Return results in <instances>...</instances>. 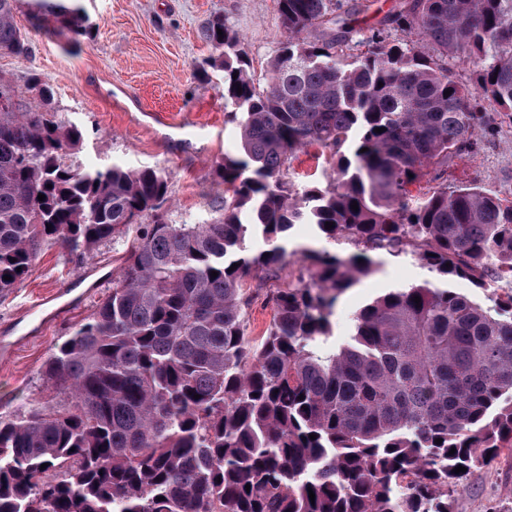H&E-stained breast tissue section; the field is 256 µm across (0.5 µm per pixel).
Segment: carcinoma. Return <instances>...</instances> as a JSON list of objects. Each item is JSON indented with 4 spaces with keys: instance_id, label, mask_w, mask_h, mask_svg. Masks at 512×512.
Listing matches in <instances>:
<instances>
[{
    "instance_id": "1",
    "label": "carcinoma",
    "mask_w": 512,
    "mask_h": 512,
    "mask_svg": "<svg viewBox=\"0 0 512 512\" xmlns=\"http://www.w3.org/2000/svg\"><path fill=\"white\" fill-rule=\"evenodd\" d=\"M17 2L0 0L1 56L29 53ZM374 2L276 0L286 41L262 84L224 17L204 26L239 146L217 164L224 214L201 224L163 209V170L67 164L83 132L49 113L48 81L27 78L34 105L0 80V291L47 243L124 254L46 364L70 406L0 418V512H449L472 470L512 455V288L486 309L446 284L396 288L322 348L379 252L478 288L492 267L512 274V198L447 176L479 153L488 113L512 121V0H398L357 26ZM34 18L76 44L88 33L78 8L37 0ZM460 64L473 83L455 80ZM313 145L336 168L295 190L292 161ZM295 224L357 252L310 251L297 283L269 289L253 344L243 281L278 278Z\"/></svg>"
}]
</instances>
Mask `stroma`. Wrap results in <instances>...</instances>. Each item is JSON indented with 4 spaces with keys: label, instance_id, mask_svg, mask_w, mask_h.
<instances>
[{
    "label": "stroma",
    "instance_id": "stroma-1",
    "mask_svg": "<svg viewBox=\"0 0 512 512\" xmlns=\"http://www.w3.org/2000/svg\"><path fill=\"white\" fill-rule=\"evenodd\" d=\"M31 5L32 0H19L16 9L29 53L0 56V75L19 85L32 73L48 79L51 111L84 131L72 161L86 168L117 163L165 170L170 175L167 206L172 219L194 224L218 216L225 187L216 165L235 150L236 125L227 119L223 73L206 65L210 51L200 30L214 15H224L240 35L251 73L264 81L270 58L285 40L274 0H77L89 33L76 45L66 29L37 27ZM490 123L493 130L480 152L455 160L448 180L476 182L512 197V123L495 115ZM331 155L330 149L318 146L299 153L290 170L295 188L323 181ZM324 244L314 225H294L289 243L294 254L281 273L283 281L295 280L308 266L303 248ZM121 264L120 254L108 243L72 255L49 243L24 280L0 292V327L45 291L71 283L77 293L67 314L45 325L11 361L0 362V416L69 403L68 390L46 380V361L55 344L93 314L112 286L113 269ZM433 278L414 260L383 256L376 273L339 299L329 347L348 339L351 317L363 305L392 289ZM260 283V277L253 276L244 284L252 298L246 336L254 343L274 316ZM452 512H512V457L476 469L454 495Z\"/></svg>",
    "mask_w": 512,
    "mask_h": 512
}]
</instances>
